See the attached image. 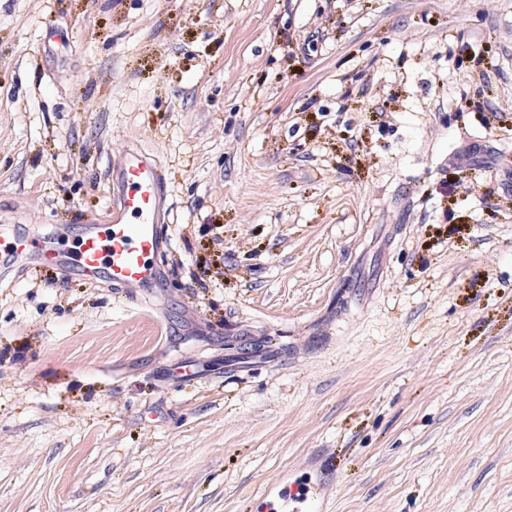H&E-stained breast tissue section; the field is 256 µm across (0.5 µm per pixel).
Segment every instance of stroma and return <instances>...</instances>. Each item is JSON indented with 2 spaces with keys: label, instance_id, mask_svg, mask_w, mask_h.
Instances as JSON below:
<instances>
[{
  "label": "stroma",
  "instance_id": "obj_1",
  "mask_svg": "<svg viewBox=\"0 0 512 512\" xmlns=\"http://www.w3.org/2000/svg\"><path fill=\"white\" fill-rule=\"evenodd\" d=\"M129 145L153 294L0 272V512H512V0H0V226ZM298 493L299 489L296 488L295 490H290L289 494L283 497L285 504L288 503L289 512H313L312 509L315 502L321 499V491H318V488L308 486L301 494ZM292 504L297 505L291 507Z\"/></svg>",
  "mask_w": 512,
  "mask_h": 512
}]
</instances>
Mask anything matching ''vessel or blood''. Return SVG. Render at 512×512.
<instances>
[{
  "label": "vessel or blood",
  "mask_w": 512,
  "mask_h": 512,
  "mask_svg": "<svg viewBox=\"0 0 512 512\" xmlns=\"http://www.w3.org/2000/svg\"><path fill=\"white\" fill-rule=\"evenodd\" d=\"M166 181L157 158L139 148L125 149L112 177V203L99 223L88 225L67 244L64 229L35 236L0 227V264L32 260L89 282L107 274L113 285L150 294L161 279L155 263L169 241ZM320 491L314 487L284 495L290 512H312Z\"/></svg>",
  "instance_id": "1"
}]
</instances>
